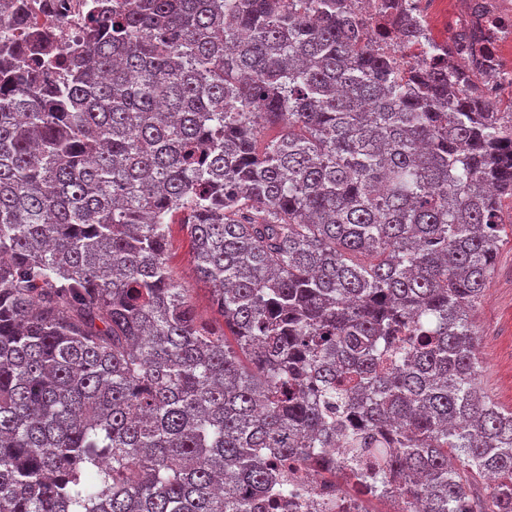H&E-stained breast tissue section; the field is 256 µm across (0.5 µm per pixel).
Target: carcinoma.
I'll return each instance as SVG.
<instances>
[{
    "label": "carcinoma",
    "mask_w": 512,
    "mask_h": 512,
    "mask_svg": "<svg viewBox=\"0 0 512 512\" xmlns=\"http://www.w3.org/2000/svg\"><path fill=\"white\" fill-rule=\"evenodd\" d=\"M132 2L68 51L0 3V512L288 508L290 462L512 512L470 321L512 235L495 70L388 0L395 49L361 0ZM176 218L172 225V248L169 257V266L172 276L191 289L192 302L203 319L216 324L221 323V317L214 312L211 303V286L198 279L194 264L190 257V244L185 232L181 229Z\"/></svg>",
    "instance_id": "obj_1"
}]
</instances>
